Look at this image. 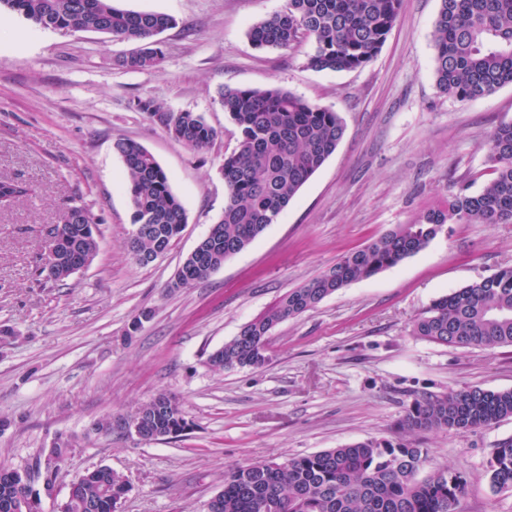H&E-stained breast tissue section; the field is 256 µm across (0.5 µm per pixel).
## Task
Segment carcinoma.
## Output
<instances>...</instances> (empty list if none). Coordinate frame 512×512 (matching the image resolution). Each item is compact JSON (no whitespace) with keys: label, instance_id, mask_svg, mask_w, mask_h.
Segmentation results:
<instances>
[{"label":"carcinoma","instance_id":"carcinoma-1","mask_svg":"<svg viewBox=\"0 0 512 512\" xmlns=\"http://www.w3.org/2000/svg\"><path fill=\"white\" fill-rule=\"evenodd\" d=\"M402 0H287L285 9L250 26L257 49H288L302 38L313 41L308 65L345 71L366 66L378 54ZM433 42L435 78L441 92L460 101L488 96L512 85V0H440ZM19 13L42 28L107 33L140 43L121 65L157 69L164 58L155 37L174 24L168 15L130 11L113 0H0V14ZM218 101L239 131V148L224 156V215L213 225L206 251L185 264L187 274L174 288L210 277L231 256L247 248L277 223L291 199L336 151L345 133L337 112L280 88L226 86ZM138 110L185 146L202 150L217 131L195 112L168 109L140 99ZM114 150L128 175L131 223L150 231L129 244L136 262L163 255L187 224L170 177L144 146L118 140ZM490 178L476 194L463 186L448 200L424 210L413 224H399L365 246L346 252L329 270L288 293L209 357L216 371L265 363L266 336L279 323L309 311L350 283L392 268L424 249L447 224L512 223V123H502L487 140ZM29 188L0 180V205L27 195ZM56 228L55 271L60 283L71 266L97 254L95 222L82 204L68 206ZM412 335L442 345L491 348L512 345V268L474 281L434 300L417 317ZM160 393L136 412L150 417L149 431L176 437L186 430L181 406L160 409ZM512 417V390L471 388L442 397L424 396L407 412L403 429H475ZM428 450L402 441L366 439L340 448L289 458L257 461L224 473L218 512H263L268 499L278 512H456L465 482L446 468L424 479ZM491 484L512 490V442L496 448L489 463ZM124 475L90 471L63 512H113L123 493ZM30 490L21 478L0 484V512Z\"/></svg>","mask_w":512,"mask_h":512}]
</instances>
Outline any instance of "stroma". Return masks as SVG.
<instances>
[{"mask_svg": "<svg viewBox=\"0 0 512 512\" xmlns=\"http://www.w3.org/2000/svg\"><path fill=\"white\" fill-rule=\"evenodd\" d=\"M173 16L157 70H131L127 41L0 18V179L30 188L0 206V463L31 468L48 448L71 450L44 495L56 512L75 475L123 473L121 512H205L231 467L276 461L370 438L412 439L430 468L466 483L457 512H512L488 466L512 440V417L474 430L403 431L415 399L479 387L512 390V346L459 348L412 336L431 302L512 267V224H449L423 250L352 282L315 309L276 325L266 362L212 371L209 356L289 290L455 193L488 179L486 143L512 122V86L470 101L439 92L433 32L440 0H402L384 45L365 67L316 71L310 42L258 50L247 31L286 0H116ZM277 87L338 112L335 153L278 223L208 280L173 287L187 255L224 214L225 154L239 132L218 88ZM152 99L203 116L206 149L174 140L136 107ZM147 148L170 177L188 221L169 250L141 265L117 140ZM97 219L93 263L64 283L38 275L45 229L72 203ZM160 392L178 398L187 430L145 442L126 420ZM111 419V431H95Z\"/></svg>", "mask_w": 512, "mask_h": 512, "instance_id": "1", "label": "stroma"}]
</instances>
